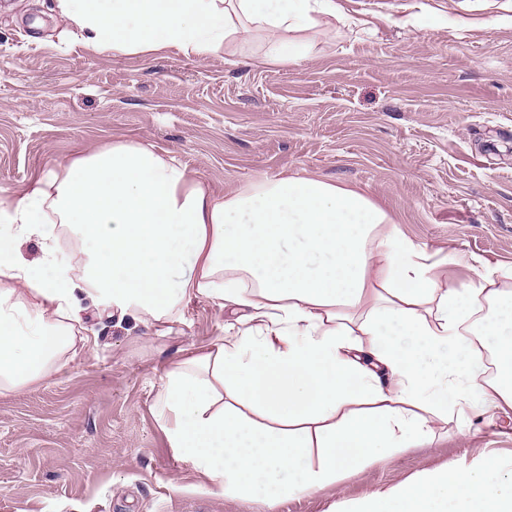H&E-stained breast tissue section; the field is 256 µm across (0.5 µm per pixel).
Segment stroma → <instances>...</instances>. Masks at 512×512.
<instances>
[{
  "instance_id": "stroma-1",
  "label": "stroma",
  "mask_w": 512,
  "mask_h": 512,
  "mask_svg": "<svg viewBox=\"0 0 512 512\" xmlns=\"http://www.w3.org/2000/svg\"><path fill=\"white\" fill-rule=\"evenodd\" d=\"M54 0H0V197L79 153L126 139L173 154L218 194L298 172L358 189L457 287L512 269V0H336L298 65L263 44L199 60L98 52ZM193 302L171 333L89 316L80 358L0 394V512H329L487 457L512 462V410L433 420L435 438L281 501L221 497L170 447L161 376L232 322Z\"/></svg>"
}]
</instances>
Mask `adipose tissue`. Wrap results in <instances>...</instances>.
Returning a JSON list of instances; mask_svg holds the SVG:
<instances>
[{"label":"adipose tissue","instance_id":"obj_1","mask_svg":"<svg viewBox=\"0 0 512 512\" xmlns=\"http://www.w3.org/2000/svg\"><path fill=\"white\" fill-rule=\"evenodd\" d=\"M55 3L100 52L204 59L259 33L261 66L305 60V31L336 14L334 0ZM33 236L36 262L19 248ZM498 272L484 266L456 287L450 267L356 190L294 173L218 195L177 158L116 140L0 199V391L77 357L76 289L110 317L173 324L199 300L230 310L237 331L184 347L157 407L171 448L218 494L259 493L272 510L430 442V417L512 409V360L491 382L474 366L476 344L512 348V294ZM353 512H512V467L443 468Z\"/></svg>","mask_w":512,"mask_h":512}]
</instances>
